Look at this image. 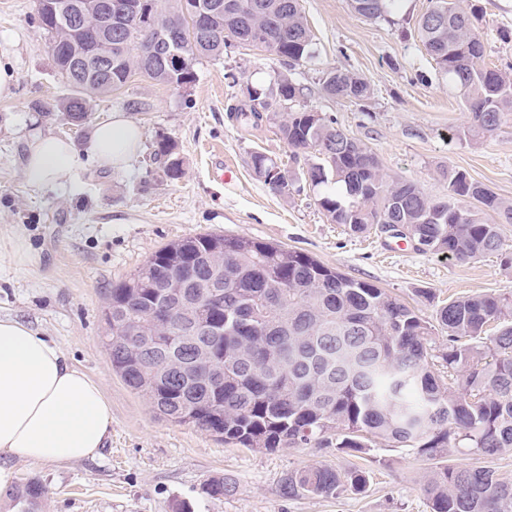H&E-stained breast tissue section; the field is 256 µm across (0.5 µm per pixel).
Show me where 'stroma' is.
Returning a JSON list of instances; mask_svg holds the SVG:
<instances>
[{
  "mask_svg": "<svg viewBox=\"0 0 512 512\" xmlns=\"http://www.w3.org/2000/svg\"><path fill=\"white\" fill-rule=\"evenodd\" d=\"M433 0H400L389 17L368 21L348 0H300L313 36L315 58L287 70L275 53L230 47L223 58H203L187 89L135 76L117 93L90 95L88 123L70 124L60 110L68 89L54 73L49 39L34 0H0V60L18 75L15 94L0 100V317L17 319L54 341L69 361L98 381L112 406L111 437L99 456L44 465L0 458L11 482L40 481L41 512H174L181 501L194 512H430L422 486L433 464L405 448L365 454L333 448L255 452L224 444L207 432L168 421L125 386L112 370L103 338V308L112 287L159 248L204 233L245 235L308 254L349 277L384 289L424 317L442 301L512 291V224L501 232L506 254L461 262L422 254L405 239L378 232L351 234L331 222L306 187L272 193L251 166L254 152L298 172L272 120L246 122L233 108L246 86L271 89L289 71L303 88L301 105L336 120L368 146L385 173L417 182L434 199L448 194L442 167L462 170L512 202V121L490 141L469 139L467 113L453 83L428 55L417 30ZM486 43L483 64L512 76V0H462ZM348 70L365 78L366 102L329 98L325 72ZM45 104L34 111L33 101ZM145 103L130 111V102ZM129 112L143 131L131 167L112 173L84 161L41 190L29 188L22 159L36 137L53 135L84 144L92 123ZM176 146L184 174L171 180L154 150L161 138ZM233 164L232 184L219 169ZM24 239L26 260L13 254ZM324 463L366 472L364 491L294 499L280 491L289 471ZM236 485L234 495L205 497L212 476Z\"/></svg>",
  "mask_w": 512,
  "mask_h": 512,
  "instance_id": "1",
  "label": "stroma"
}]
</instances>
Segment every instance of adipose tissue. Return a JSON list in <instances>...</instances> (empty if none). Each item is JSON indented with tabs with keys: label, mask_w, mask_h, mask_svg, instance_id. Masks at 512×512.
I'll use <instances>...</instances> for the list:
<instances>
[{
	"label": "adipose tissue",
	"mask_w": 512,
	"mask_h": 512,
	"mask_svg": "<svg viewBox=\"0 0 512 512\" xmlns=\"http://www.w3.org/2000/svg\"><path fill=\"white\" fill-rule=\"evenodd\" d=\"M140 128L125 113L95 123L85 144L53 136L30 142L27 184L40 189L79 167L82 157L119 172L137 158ZM112 408L101 385L29 326L0 318V455L39 464L95 458L111 430Z\"/></svg>",
	"instance_id": "obj_1"
}]
</instances>
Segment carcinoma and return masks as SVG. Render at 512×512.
Returning a JSON list of instances; mask_svg holds the SVG:
<instances>
[{
    "mask_svg": "<svg viewBox=\"0 0 512 512\" xmlns=\"http://www.w3.org/2000/svg\"><path fill=\"white\" fill-rule=\"evenodd\" d=\"M237 19L221 34L187 37L189 67L172 78L138 52L134 26L112 36L111 70L90 85L70 69L69 57L93 44L96 18L83 32L66 34L54 24L44 0H36L40 27L50 36L56 74L70 88L61 109L81 111L86 93L111 95L135 75L158 84L186 87L194 64L220 58L232 43L262 47L288 63V70L315 57L313 36L299 0H233ZM375 21L399 0H367ZM157 24L183 10L184 0L164 7L144 0ZM445 23L418 22L428 54L461 93L467 112L465 135L487 140L512 115V78L482 65L486 44L460 0H434ZM276 93L237 115L258 121L270 113L293 158L304 159L309 182L328 190L318 204L328 219L363 234L377 224H403L422 253L475 259L503 248L499 225L512 224V202L443 168L448 197L430 198L415 182L387 178L364 143L336 122L292 104L303 88L285 73ZM322 91L360 102L371 97L368 82L350 78L336 87V71L324 74ZM164 175L184 174L167 139L157 142ZM254 174L275 194L288 195L287 174L268 156L251 155ZM198 283H218L214 298ZM105 345L124 384L169 420L192 425L226 444L254 451L277 448H336L365 453L377 445L409 448L435 460L423 490L431 512H512V482L481 464L512 451V292L458 297L441 304L433 319L383 289L353 279L301 251L240 235L202 234L154 252L128 279L112 286L103 311ZM207 336H194L199 323ZM496 325L495 334L486 335ZM448 337L436 345L435 331ZM452 448L475 457L468 465L446 464ZM367 475L316 463L290 471L283 495L334 496L344 487L365 490ZM236 490L216 475L202 493L219 499ZM6 496L19 512H34L45 496L35 481Z\"/></svg>",
    "mask_w": 512,
    "mask_h": 512,
    "instance_id": "obj_1",
    "label": "carcinoma"
}]
</instances>
